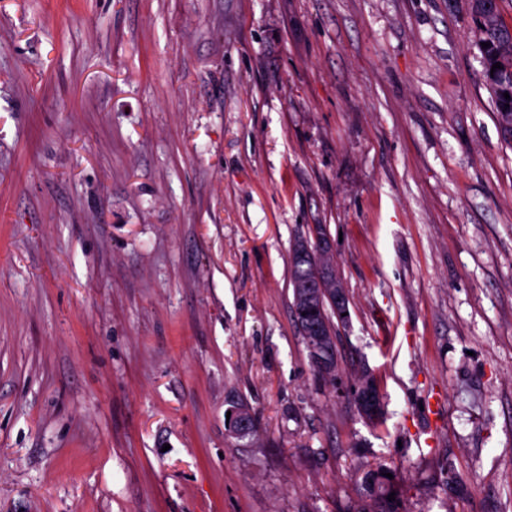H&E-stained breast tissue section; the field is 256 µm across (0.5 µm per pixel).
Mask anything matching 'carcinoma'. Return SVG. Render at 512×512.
<instances>
[{
    "mask_svg": "<svg viewBox=\"0 0 512 512\" xmlns=\"http://www.w3.org/2000/svg\"><path fill=\"white\" fill-rule=\"evenodd\" d=\"M502 0H469L470 9L478 34V43H487L489 47L479 48L480 63L483 71L493 64L501 63L498 70L500 83L512 86V26L507 25L501 16ZM325 258L313 254L312 262L305 264L291 261V281L301 276L312 277L311 264H320ZM389 469L379 465L364 472L363 486L368 498L361 512H398V500L390 501L388 496L398 492L394 480L385 476Z\"/></svg>",
    "mask_w": 512,
    "mask_h": 512,
    "instance_id": "cac0c4a2",
    "label": "carcinoma"
}]
</instances>
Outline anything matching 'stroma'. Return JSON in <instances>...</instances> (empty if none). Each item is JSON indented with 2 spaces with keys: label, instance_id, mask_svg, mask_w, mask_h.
<instances>
[{
  "label": "stroma",
  "instance_id": "stroma-1",
  "mask_svg": "<svg viewBox=\"0 0 512 512\" xmlns=\"http://www.w3.org/2000/svg\"><path fill=\"white\" fill-rule=\"evenodd\" d=\"M479 57L469 0H0V512H361L380 464L399 512H512ZM315 224L333 382L291 313ZM313 238L318 249V253L323 254V257L317 254V251L313 250L312 263L315 265L322 263L323 261L330 260L329 257H334L330 239L325 233L319 234L317 232V226L312 225ZM313 244V247L314 245ZM328 258V259H325ZM311 262L305 264L296 262L294 254H291V283L298 280L300 276L312 277ZM335 271V272H334ZM336 264L333 262L328 266L320 264L314 272V280L302 279L301 281L295 282L294 288V300L297 305V309L303 313L314 310L316 307H320L323 302H329L336 312L338 320L342 323H347L349 320V314L343 316V313L348 312L346 301L348 300L346 290L343 288L340 280H336ZM336 317V318H337Z\"/></svg>",
  "mask_w": 512,
  "mask_h": 512
}]
</instances>
